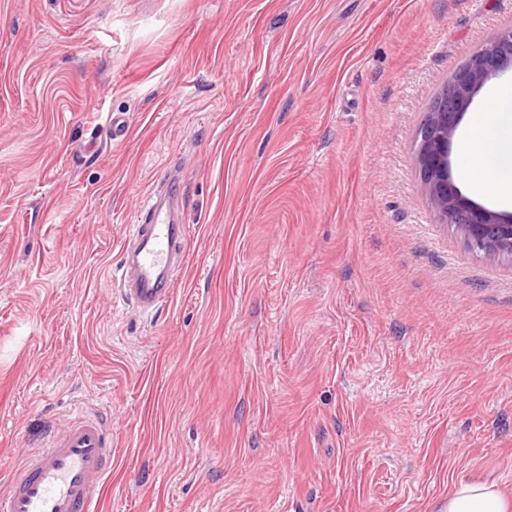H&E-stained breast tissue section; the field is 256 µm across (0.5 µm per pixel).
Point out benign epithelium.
<instances>
[{
	"instance_id": "1",
	"label": "benign epithelium",
	"mask_w": 512,
	"mask_h": 512,
	"mask_svg": "<svg viewBox=\"0 0 512 512\" xmlns=\"http://www.w3.org/2000/svg\"><path fill=\"white\" fill-rule=\"evenodd\" d=\"M512 68V28L497 34L461 68L427 113L418 163L430 204L445 224H457L470 246L491 255L512 254V213L472 202L452 182L448 147L460 117L495 72Z\"/></svg>"
}]
</instances>
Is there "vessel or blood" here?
<instances>
[{"instance_id":"vessel-or-blood-1","label":"vessel or blood","mask_w":512,"mask_h":512,"mask_svg":"<svg viewBox=\"0 0 512 512\" xmlns=\"http://www.w3.org/2000/svg\"><path fill=\"white\" fill-rule=\"evenodd\" d=\"M184 237L185 227L170 207L146 204L135 244L120 261L123 291L136 308L157 309L167 302ZM111 470V430L95 417L77 416L14 468L10 491L0 495V512H98V492Z\"/></svg>"}]
</instances>
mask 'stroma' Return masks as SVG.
Returning a JSON list of instances; mask_svg holds the SVG:
<instances>
[{
    "instance_id": "obj_1",
    "label": "stroma",
    "mask_w": 512,
    "mask_h": 512,
    "mask_svg": "<svg viewBox=\"0 0 512 512\" xmlns=\"http://www.w3.org/2000/svg\"><path fill=\"white\" fill-rule=\"evenodd\" d=\"M510 27L512 0H0V495L76 410L112 430L99 512L512 491V259L417 165ZM172 171L183 261L142 314L121 251ZM512 68V28L497 34L461 68L427 113L418 163L430 204L442 223L458 224L470 246L491 255L512 254V213L472 202L452 182L448 147L460 117L495 72Z\"/></svg>"
}]
</instances>
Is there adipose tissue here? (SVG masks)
<instances>
[{"mask_svg": "<svg viewBox=\"0 0 512 512\" xmlns=\"http://www.w3.org/2000/svg\"><path fill=\"white\" fill-rule=\"evenodd\" d=\"M508 88L490 89L478 110L461 133L456 150L461 165L459 180L470 194L493 191L497 202L512 207V177L503 175L495 163L496 155L512 153V113L506 109ZM439 512H512V496L497 483L462 479L454 482Z\"/></svg>", "mask_w": 512, "mask_h": 512, "instance_id": "adipose-tissue-1", "label": "adipose tissue"}]
</instances>
